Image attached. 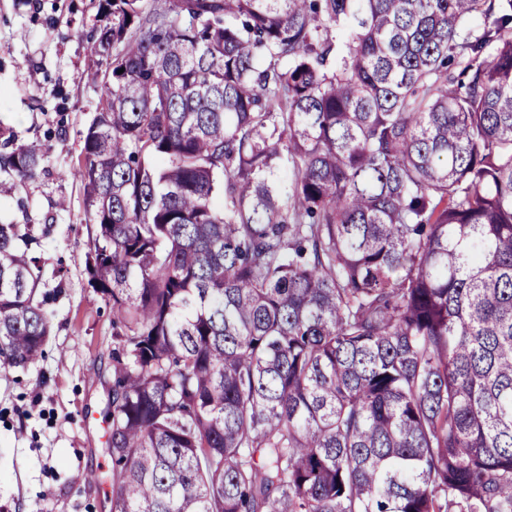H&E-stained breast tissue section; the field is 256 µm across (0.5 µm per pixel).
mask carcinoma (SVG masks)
Masks as SVG:
<instances>
[{"label":"carcinoma","mask_w":512,"mask_h":512,"mask_svg":"<svg viewBox=\"0 0 512 512\" xmlns=\"http://www.w3.org/2000/svg\"><path fill=\"white\" fill-rule=\"evenodd\" d=\"M100 9L111 512H512V0ZM32 244L0 224V366L52 332Z\"/></svg>","instance_id":"carcinoma-1"}]
</instances>
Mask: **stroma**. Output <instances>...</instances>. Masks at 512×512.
<instances>
[{"mask_svg": "<svg viewBox=\"0 0 512 512\" xmlns=\"http://www.w3.org/2000/svg\"><path fill=\"white\" fill-rule=\"evenodd\" d=\"M99 3L0 0V128L49 148L47 173L25 186L0 174V223L29 225L53 325L35 363L0 366V512H110L112 305L89 283L77 174L100 96L84 50Z\"/></svg>", "mask_w": 512, "mask_h": 512, "instance_id": "1", "label": "stroma"}]
</instances>
